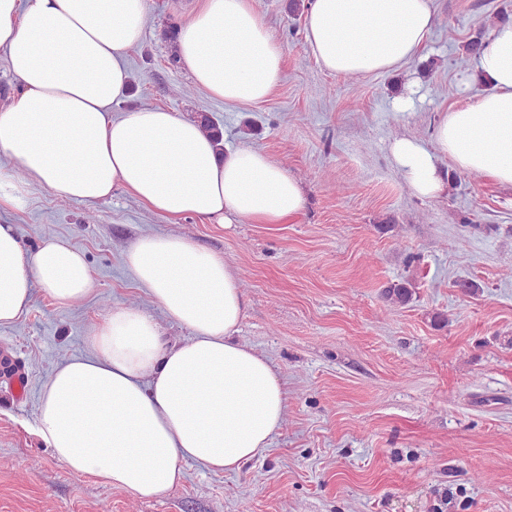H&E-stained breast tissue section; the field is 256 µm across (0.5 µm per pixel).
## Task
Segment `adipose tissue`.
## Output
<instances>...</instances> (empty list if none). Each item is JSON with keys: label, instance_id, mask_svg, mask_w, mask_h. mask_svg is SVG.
Listing matches in <instances>:
<instances>
[{"label": "adipose tissue", "instance_id": "obj_1", "mask_svg": "<svg viewBox=\"0 0 512 512\" xmlns=\"http://www.w3.org/2000/svg\"><path fill=\"white\" fill-rule=\"evenodd\" d=\"M145 0H0V49L21 89L0 112V207L27 189L93 203L123 189L150 210L212 224H281L299 215V183L264 153L218 152L199 124L159 107L113 116L126 86L125 56L144 34ZM434 24L431 0H309L305 42L316 63L345 78L400 70ZM194 84L228 105L265 101L284 55L253 0H202L177 29ZM473 76L487 91L449 110L430 143L396 138L390 152L413 191L436 197L440 168L512 185V22L496 25ZM126 263L137 283L192 336L164 341L146 313L119 306L97 327L92 352L50 375L39 435L77 474L139 497L182 477L190 459L235 471L269 448L287 390L269 361L238 341L244 299L229 266L191 240L141 238ZM92 284L84 255L63 240L26 253L0 225V325L28 309L33 286L73 304Z\"/></svg>", "mask_w": 512, "mask_h": 512}]
</instances>
